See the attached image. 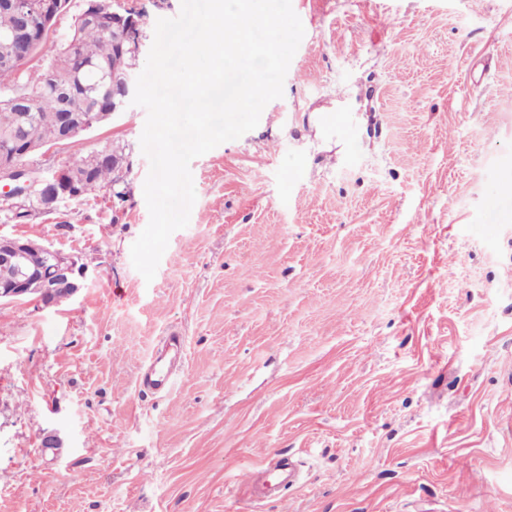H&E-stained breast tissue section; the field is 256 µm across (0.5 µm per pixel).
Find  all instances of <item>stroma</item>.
<instances>
[{
  "instance_id": "35a3bbf8",
  "label": "stroma",
  "mask_w": 512,
  "mask_h": 512,
  "mask_svg": "<svg viewBox=\"0 0 512 512\" xmlns=\"http://www.w3.org/2000/svg\"><path fill=\"white\" fill-rule=\"evenodd\" d=\"M292 7L282 98L191 161L152 282L145 109L32 157L125 145L126 195L0 221L87 267L0 303V512H512V0ZM172 332L174 388L143 391ZM277 451L300 480L255 499Z\"/></svg>"
}]
</instances>
